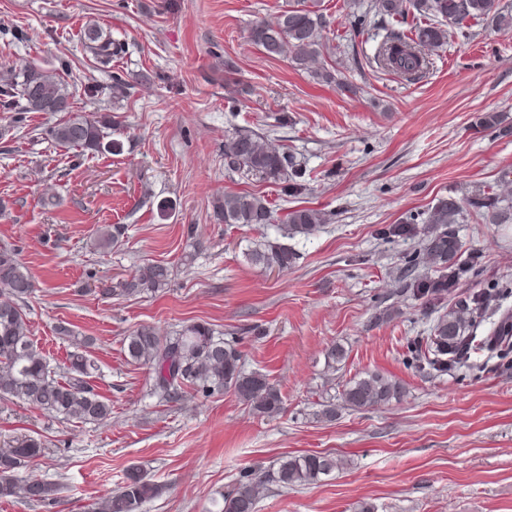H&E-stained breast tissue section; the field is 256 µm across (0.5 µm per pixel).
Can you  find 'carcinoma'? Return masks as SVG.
Returning <instances> with one entry per match:
<instances>
[{
  "label": "carcinoma",
  "mask_w": 512,
  "mask_h": 512,
  "mask_svg": "<svg viewBox=\"0 0 512 512\" xmlns=\"http://www.w3.org/2000/svg\"><path fill=\"white\" fill-rule=\"evenodd\" d=\"M318 0L308 5H294L279 12L272 20L257 22L249 32L250 41L269 57L290 59L299 65L318 57L321 52L320 28L323 15ZM374 10L388 17H403L411 11L431 20L411 34L391 30L375 47L372 61L376 67L407 81L423 77L430 52L448 39V27L459 26L469 18H489L501 28H512V13L503 10L500 0H374ZM88 48L96 59L107 65L118 47L95 24L84 31ZM63 113L65 118L48 130L56 143L71 149L99 152L114 150L119 143L110 139L111 120L93 117L74 109L73 93L55 73L28 69L22 80L15 74L0 78V111ZM224 167L232 173L255 176L279 184L289 193L302 188L298 179L302 169L293 155L269 137L254 132H237L224 141ZM455 198H442L432 208L422 229L425 251L430 263L440 271L436 277H422L410 287L422 296H439L455 283L461 244L447 225L460 212ZM216 219L226 224H269L272 212L266 200L251 193L227 192L215 206ZM326 221L316 209H293L281 223L289 234H311ZM120 226L98 230L95 246L112 248L119 244ZM252 262L265 268L286 269L295 253L286 246L264 245L249 253ZM174 273L171 266L145 262L131 277L116 286L101 289L104 294L132 296L165 288ZM34 289V280L20 261L15 249L0 246V399H18L37 409L68 421L94 423L112 413L111 405L94 392L88 379L95 370L94 361L83 353L90 339L74 336L69 364L63 372L51 367L47 357L33 341L20 301ZM495 296L486 293L441 315L431 328L426 343L414 345V359L437 372L465 364L476 350H496L499 336L508 335L512 313L504 311L491 335L477 339L470 331L494 313ZM124 350L134 363L149 367L154 374L155 390L169 398L184 393L209 397L231 391L256 415L273 418L283 411V400L266 375L245 372L242 356L235 345L224 341L206 324L184 326L172 337L159 335L150 325H142L125 337ZM402 397L399 383L374 372L349 381L341 398L353 410L383 406ZM42 454V443L28 438L12 448H0V499L15 498L44 502L54 495V484L42 480H21L17 472ZM342 468V460L331 453L284 456L271 473L246 477L231 494L214 501L216 512H256L258 489L271 482L288 489L315 484ZM156 494L153 483L137 470L126 473L118 490L102 499L96 512H141L143 504Z\"/></svg>",
  "instance_id": "cac0c4a2"
}]
</instances>
